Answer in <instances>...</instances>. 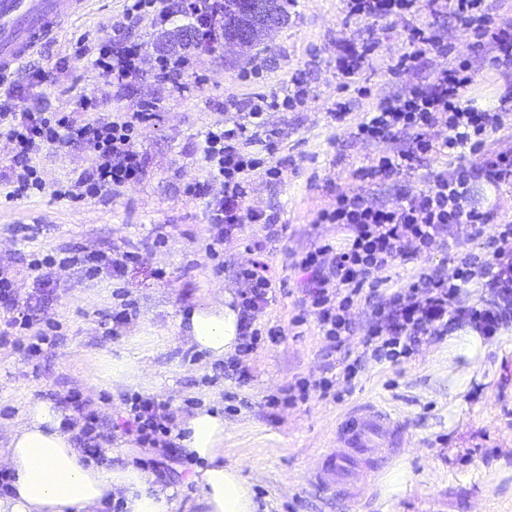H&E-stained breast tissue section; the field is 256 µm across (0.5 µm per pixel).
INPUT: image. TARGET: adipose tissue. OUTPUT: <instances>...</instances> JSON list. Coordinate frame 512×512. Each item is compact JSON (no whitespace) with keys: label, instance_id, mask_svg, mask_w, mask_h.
Wrapping results in <instances>:
<instances>
[{"label":"adipose tissue","instance_id":"ef3b65f1","mask_svg":"<svg viewBox=\"0 0 512 512\" xmlns=\"http://www.w3.org/2000/svg\"><path fill=\"white\" fill-rule=\"evenodd\" d=\"M228 295L215 294L207 306L179 317L189 346L214 360L238 343L240 313ZM181 448L198 466L192 480L197 512H256L251 484L239 466L224 462V416L197 410L178 426ZM0 464L11 476V492L0 497V512H106L123 502L124 512H174L175 490L154 483L134 463L103 466L83 458L62 413L52 403L37 402L23 411L12 428Z\"/></svg>","mask_w":512,"mask_h":512}]
</instances>
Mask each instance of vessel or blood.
Wrapping results in <instances>:
<instances>
[{
    "instance_id": "vessel-or-blood-1",
    "label": "vessel or blood",
    "mask_w": 512,
    "mask_h": 512,
    "mask_svg": "<svg viewBox=\"0 0 512 512\" xmlns=\"http://www.w3.org/2000/svg\"><path fill=\"white\" fill-rule=\"evenodd\" d=\"M86 0H0V75L37 53ZM399 421L368 402L351 409L336 426V448L324 452L308 472L311 485L332 495L363 496L368 479L403 448Z\"/></svg>"
}]
</instances>
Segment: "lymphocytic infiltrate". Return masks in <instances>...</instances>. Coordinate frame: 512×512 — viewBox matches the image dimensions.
Segmentation results:
<instances>
[{
	"label": "lymphocytic infiltrate",
	"mask_w": 512,
	"mask_h": 512,
	"mask_svg": "<svg viewBox=\"0 0 512 512\" xmlns=\"http://www.w3.org/2000/svg\"><path fill=\"white\" fill-rule=\"evenodd\" d=\"M347 6L350 15L376 20L411 17L422 7L436 16L453 17L472 31L478 46L490 51L489 66L504 82L502 99L512 102V20L490 13L486 0H347ZM180 14L191 19L196 46L211 47L223 41L224 0H189L183 9L174 0H131L110 34L93 41L82 39L74 55L90 59L115 95H126L141 72L145 52L143 41L133 35L134 27L146 19L152 27L161 28ZM407 39L409 49L391 65V73L413 67L424 50L445 51L441 34L429 27L412 26ZM470 70L469 60L462 58L455 66L440 68L431 81L383 96L355 127V138L378 148L358 170L365 180L392 178L460 148L469 149L476 159H461L452 168L431 173L427 188L403 189L395 205L374 204L362 193L342 190L319 212L318 223L341 225L347 236L339 246H318L295 260V268L304 277L297 320L302 323L314 317L331 351H348L356 338L364 355L396 362L409 357L423 342L446 336L453 326L465 324L478 335L491 337L512 323V225L486 234L496 207L482 205L475 197L482 184L496 190L512 187V145L487 150V140L500 128L499 115L474 105L469 96L474 82ZM46 80V72L35 66L28 70L27 83L0 78V137L14 146L10 166L0 170L6 200L44 191L34 158L50 147L76 145L91 153L87 166L73 172L68 188L55 189L56 197L66 198L77 190L91 198L113 196L140 183L147 162L134 143L142 126L153 120V113L142 110L79 119L69 112L29 105L30 90ZM306 95L302 78L293 75L283 99L270 100L260 94L246 100L230 99L237 119L206 133L202 154L207 179L190 184L187 192L203 198L211 183L223 188L222 196L210 204L211 256L234 243L247 224L264 225L268 236L277 235L275 216L250 202V176L260 169L268 178L277 179L282 170L277 165L264 166L262 159L251 155L250 148L260 145L273 152L276 132L267 128L265 112L295 108ZM437 127L447 130L444 140L431 137V130ZM404 138L408 146L394 149V142ZM450 227L469 239L487 236L484 257L448 274L424 268L407 287H384L382 272L398 260L438 249L442 232ZM263 250V241H254L251 259L237 273L241 283L238 306L251 329L242 335L238 358L225 362L228 373L241 372V356L255 350L260 331L254 323L274 291ZM473 281L492 289L494 300L480 306H459L462 285ZM359 304L370 310L360 327L351 318L353 307ZM0 308L7 315L0 325V347L16 348L32 360L56 346V337L35 329L29 302L17 295L12 279L1 271ZM18 328L31 331L29 343H21L15 336ZM125 406L124 429L136 433L142 446H171L178 412L170 402L134 393L126 397ZM62 408L66 423L79 430L80 447L91 452L99 448L105 438L104 426L90 411L88 399L70 393L63 398Z\"/></svg>",
	"instance_id": "f902f5d3"
}]
</instances>
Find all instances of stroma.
<instances>
[{
    "label": "stroma",
    "mask_w": 512,
    "mask_h": 512,
    "mask_svg": "<svg viewBox=\"0 0 512 512\" xmlns=\"http://www.w3.org/2000/svg\"><path fill=\"white\" fill-rule=\"evenodd\" d=\"M124 8V0H88L83 13L63 24L34 58L50 76L38 96L48 111L80 119L87 97L95 99L101 113L155 111L156 120L136 142L148 159L146 176L104 200H59L44 193L8 203L0 197V267L25 296L33 288V274L21 260L31 254L120 249L137 252L139 259L118 280L105 273L89 277L77 265L53 268L54 291L43 317L57 326V346L37 361L0 347V448L29 404L55 402L73 390L88 397L101 416L117 420L125 395L135 387L114 381L111 365L135 352L151 375L144 394L170 401L179 415L190 414L193 400L223 406L228 396L242 398L237 411L224 415V460L240 466L256 492L259 512H512V324L488 338L485 353L473 360L449 358L448 341L442 338L399 363L367 360L349 385L342 378L343 354H329L315 320L294 321L302 281L293 266L296 255L346 236L341 226L317 221L337 191H359L391 205L401 188H425L431 172L450 163L443 155L384 184L356 177L375 149L354 140L350 131L378 98L428 81L434 68L447 66L451 58H466L475 74L471 98L478 107L499 108V136L512 142V102L499 101L502 83L488 66V51L474 47L471 32L448 17L424 11L412 22L374 21L347 17L345 0H293L286 24L252 47L196 51L185 73L189 91L182 95L157 78L153 61L160 53H183L180 34L186 19L176 18L164 32L140 24L135 34L146 44L143 74L135 94L117 97L90 61L74 58L69 49L82 34L109 33ZM412 23L443 29L448 53L427 52L411 69L390 73V65L408 49ZM366 42L375 44V51L351 88H342L337 55L345 45ZM256 60L263 72L254 78L249 71ZM296 72L309 88L305 102L266 114L269 128L281 136L274 158L283 178L270 183L257 176L250 184L252 203L275 211L284 231L270 239L263 225H245L239 241L215 261L205 250L210 234L206 205L186 194L204 174L199 147L215 121L232 120L224 109L227 96L283 97ZM345 99L353 100V111L339 122L332 112ZM88 157L80 147L50 148L38 163L47 183L63 185ZM442 238L443 246L431 255L395 263L387 272L390 287L408 285L420 269L449 272L462 258L485 252L483 238L463 241L453 228ZM257 239L266 242L264 259L275 288L258 324L280 327L282 336L275 342L261 339L244 357L249 376L241 382L226 379L217 363L187 348L177 319L205 305L215 291L236 297L235 269L250 260L246 246ZM128 302L135 307L132 319L108 331L113 310ZM326 373L335 379V396L315 392L304 403L269 406V397L281 396L297 379L315 380ZM458 374L466 378L459 393L453 390ZM366 401L398 417L410 443L394 464L408 467L415 484L386 493L382 471L362 502L325 498L304 482L303 473L331 447L343 415ZM100 459L113 465L131 461L151 475L164 468L160 482L177 487L179 506L193 500L196 488L186 480L191 464L138 446L133 434H110Z\"/></svg>",
    "instance_id": "stroma-1"
}]
</instances>
